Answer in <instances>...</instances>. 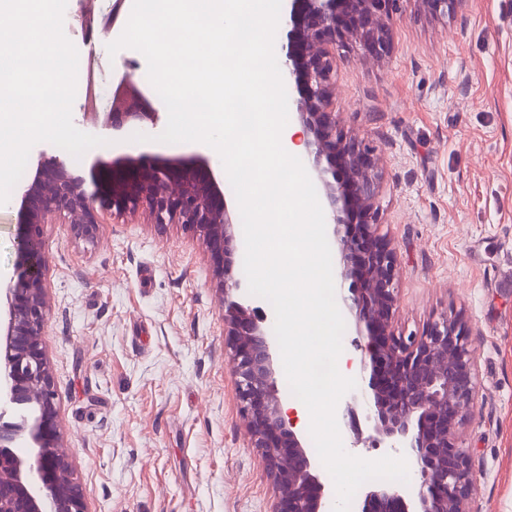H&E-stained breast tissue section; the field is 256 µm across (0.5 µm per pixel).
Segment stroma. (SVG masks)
Listing matches in <instances>:
<instances>
[{
  "label": "stroma",
  "instance_id": "35a3bbf8",
  "mask_svg": "<svg viewBox=\"0 0 512 512\" xmlns=\"http://www.w3.org/2000/svg\"><path fill=\"white\" fill-rule=\"evenodd\" d=\"M116 22L77 43L111 76ZM378 59L336 51V123L370 143L381 232L394 249L396 333L461 317L476 350L473 417L459 432L473 469L470 512H512V0H465L431 15L403 0ZM49 266L44 345L58 420L87 512H272L273 481L253 446L197 233L105 216L93 240L42 228Z\"/></svg>",
  "mask_w": 512,
  "mask_h": 512
}]
</instances>
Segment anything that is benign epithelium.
<instances>
[{"label": "benign epithelium", "instance_id": "obj_1", "mask_svg": "<svg viewBox=\"0 0 512 512\" xmlns=\"http://www.w3.org/2000/svg\"><path fill=\"white\" fill-rule=\"evenodd\" d=\"M447 17L465 0H420ZM400 0H285L284 80L295 89L289 117L306 134V160L326 205L338 248L337 273L350 282L342 303L361 346L356 388L347 403L350 427L371 431L374 446L412 458V486L376 482L353 499L350 512H469L473 480L469 454L457 445L475 404L476 350L462 321L446 316L406 337L394 332L395 252L380 234L379 174L369 145L337 128L338 46L362 47L380 58L390 49ZM123 136L130 123L156 126L157 112H121L117 102L93 113ZM147 215L157 225L181 224L203 238L218 260L214 288L224 304L230 361L254 447L272 477L273 512H333L335 498L316 473L310 449L282 410L274 368L275 342L265 318L238 300L232 244L236 214L224 180L198 153L147 149L95 156L89 177L39 155L16 191V259L0 282V512H86L80 486L68 476L69 454L57 420L56 390L43 345L48 263L45 224H68L93 237L103 214ZM25 438L27 452L13 450Z\"/></svg>", "mask_w": 512, "mask_h": 512}]
</instances>
